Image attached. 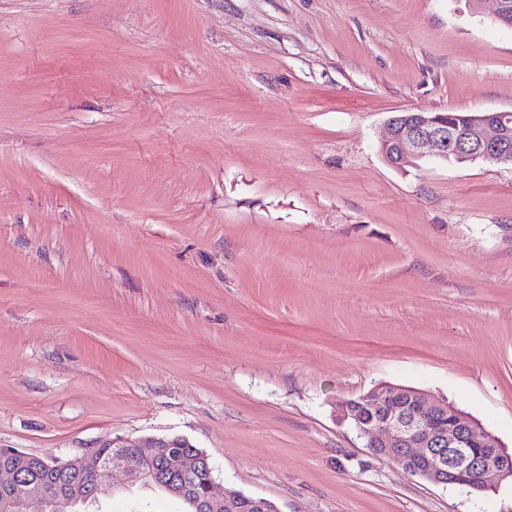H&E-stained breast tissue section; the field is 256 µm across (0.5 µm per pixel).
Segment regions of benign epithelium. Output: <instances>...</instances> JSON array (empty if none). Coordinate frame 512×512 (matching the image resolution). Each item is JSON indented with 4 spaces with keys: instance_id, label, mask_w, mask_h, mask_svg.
Instances as JSON below:
<instances>
[{
    "instance_id": "obj_1",
    "label": "benign epithelium",
    "mask_w": 512,
    "mask_h": 512,
    "mask_svg": "<svg viewBox=\"0 0 512 512\" xmlns=\"http://www.w3.org/2000/svg\"><path fill=\"white\" fill-rule=\"evenodd\" d=\"M494 24L512 30V0H495ZM384 160L392 167H416L431 159L442 164L482 160L512 165V114L469 112L451 116L441 112L401 110L392 115L380 141ZM342 420L356 423L370 450L392 458L398 466L434 484H455L475 491L495 489L512 479V454L479 424L466 419L443 401H431L418 390L382 386L361 396L356 409L338 404ZM36 456L8 451L0 463V512H56L63 504L74 507L96 502L112 490L116 471L133 483H156L173 498L188 503L193 512H211L224 502L233 512H276L264 499L239 492L222 493L215 480L195 496L175 478L187 472V460L177 438H146L120 445L109 441L67 460H53L49 468L68 474L63 482L22 475V468ZM88 473L104 478L91 486Z\"/></svg>"
}]
</instances>
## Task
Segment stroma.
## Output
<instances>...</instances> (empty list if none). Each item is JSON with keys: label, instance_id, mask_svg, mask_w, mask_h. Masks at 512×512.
Segmentation results:
<instances>
[{"label": "stroma", "instance_id": "obj_1", "mask_svg": "<svg viewBox=\"0 0 512 512\" xmlns=\"http://www.w3.org/2000/svg\"><path fill=\"white\" fill-rule=\"evenodd\" d=\"M466 0H0V448L180 437L279 512H512L374 456L394 384L512 453V166L379 151L512 111ZM98 512H168L128 486Z\"/></svg>", "mask_w": 512, "mask_h": 512}]
</instances>
